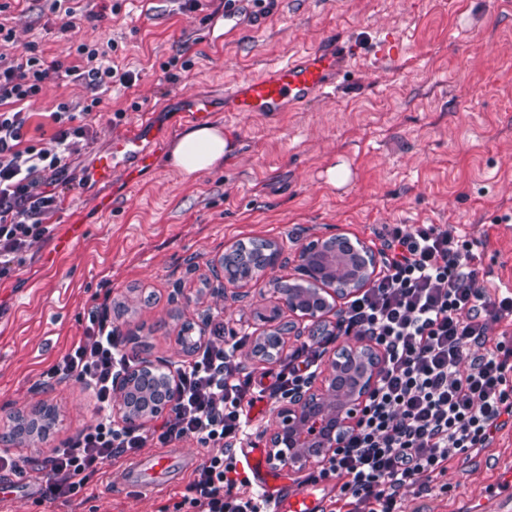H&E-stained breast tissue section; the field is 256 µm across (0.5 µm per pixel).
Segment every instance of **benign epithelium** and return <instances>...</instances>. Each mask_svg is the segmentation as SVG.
Masks as SVG:
<instances>
[{"label": "benign epithelium", "instance_id": "obj_1", "mask_svg": "<svg viewBox=\"0 0 512 512\" xmlns=\"http://www.w3.org/2000/svg\"><path fill=\"white\" fill-rule=\"evenodd\" d=\"M283 253V245L270 242L258 258L262 271L279 266ZM376 265V256L370 249L356 248L340 233L302 244L295 256V281L321 297L324 305L315 309L300 304V298L292 291L279 293L275 304L258 315L260 321L272 325L264 333L266 350L279 354L288 335L299 329L312 342H320L325 328L323 315L337 309L338 301L365 288ZM251 268L246 251L236 243L229 246L211 263L212 276L224 281V287L217 292L224 294L233 288L235 297H247L243 287L251 282ZM284 309L296 321H280ZM381 366L382 356L373 342L366 336L353 337L344 350V360H330L322 374L276 407L277 429L267 440L269 462L299 470L326 464L340 442L356 429L360 410ZM113 392L116 420L142 427L147 418L172 411L180 388L173 364L145 358L115 379ZM34 440L35 435L19 424L10 426L0 438L6 448L23 447Z\"/></svg>", "mask_w": 512, "mask_h": 512}]
</instances>
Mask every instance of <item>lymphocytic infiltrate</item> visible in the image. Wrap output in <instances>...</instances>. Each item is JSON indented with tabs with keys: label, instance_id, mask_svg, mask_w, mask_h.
Here are the masks:
<instances>
[{
	"label": "lymphocytic infiltrate",
	"instance_id": "lymphocytic-infiltrate-1",
	"mask_svg": "<svg viewBox=\"0 0 512 512\" xmlns=\"http://www.w3.org/2000/svg\"><path fill=\"white\" fill-rule=\"evenodd\" d=\"M76 55L77 64L68 65L34 50L11 60L0 54V281L12 276L33 242L49 236L46 219L60 201L54 177L90 134L71 105L62 103L51 114L52 147H36L26 141L31 115L15 110V103L38 96L53 76L93 89L132 80L112 67L108 50L82 44ZM379 237L380 270L348 302L339 325L368 336L383 366L357 429L317 473L318 480L335 482L336 500L349 512H403V488L488 447L500 418L512 417V345L490 343L486 330L487 322L512 316V301L490 295L479 280L472 266L474 238L435 224L407 230L387 224ZM88 319L85 341L47 376L91 389L97 420L52 448L39 475L44 497L83 496L98 464L133 457L150 443L164 448L192 439L206 454L176 512H269L238 467L237 446L251 428L254 403L306 386L320 352L302 346L272 382H258L241 373L242 337L222 339L224 327L215 324L212 341L177 367L181 397L175 410L145 431L115 423L113 381L132 359L99 309H91ZM479 345L485 353L473 355Z\"/></svg>",
	"mask_w": 512,
	"mask_h": 512
}]
</instances>
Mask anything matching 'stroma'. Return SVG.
<instances>
[{"mask_svg": "<svg viewBox=\"0 0 512 512\" xmlns=\"http://www.w3.org/2000/svg\"><path fill=\"white\" fill-rule=\"evenodd\" d=\"M68 0L76 19L51 0H0V21L13 31L8 56L37 46L75 63L80 44L112 43L131 72L130 87L113 84L87 116V141L56 178L63 197L47 218L52 235L34 242L13 278L0 284V419L54 403L62 420L47 446L21 447L35 461L90 426L94 400L83 384L46 385L45 375L83 339L94 300L109 299V316L134 358L187 359L178 343L185 324L209 333L224 328L257 335L258 312L292 267L261 274L249 301L212 295L211 262L226 245L277 241L296 253L309 238L342 233L380 251L375 229L437 224L476 238L474 267L488 290L512 280V0ZM334 40L348 47L337 86L288 112L225 111V85L264 73L275 63ZM191 68L170 80L172 59ZM209 96L212 125L235 150L222 164L182 177L167 162L173 143L194 127L181 99ZM90 88L69 78L45 81L24 102L50 147L49 114L77 103ZM141 125L155 156L150 171L111 183L88 172L116 139ZM349 178L331 184L329 171ZM512 458V428L489 447L455 460L431 493L402 489L406 512H456L486 505L498 461ZM126 463L104 464L83 497L44 501L33 474L20 480L0 512H175L189 477L145 492L126 488Z\"/></svg>", "mask_w": 512, "mask_h": 512, "instance_id": "stroma-1", "label": "stroma"}]
</instances>
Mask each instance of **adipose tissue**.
<instances>
[{"instance_id": "adipose-tissue-1", "label": "adipose tissue", "mask_w": 512, "mask_h": 512, "mask_svg": "<svg viewBox=\"0 0 512 512\" xmlns=\"http://www.w3.org/2000/svg\"><path fill=\"white\" fill-rule=\"evenodd\" d=\"M234 145L223 131L212 125L192 128L173 144L168 162L186 177L209 170L231 154Z\"/></svg>"}]
</instances>
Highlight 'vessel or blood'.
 <instances>
[{
    "instance_id": "1",
    "label": "vessel or blood",
    "mask_w": 512,
    "mask_h": 512,
    "mask_svg": "<svg viewBox=\"0 0 512 512\" xmlns=\"http://www.w3.org/2000/svg\"><path fill=\"white\" fill-rule=\"evenodd\" d=\"M345 49L336 41H328L294 61L274 65L267 73L227 86L224 89V109L228 112H285L309 101L316 94L335 85L343 67ZM139 128L115 142L109 156L99 159L90 176L97 182L111 180L114 171L134 167L142 171L152 167L153 158L141 148ZM199 459L180 449L167 448L156 454L133 458L128 466L130 487L142 490L165 485L182 472L194 469ZM245 465L255 486L270 500L272 512H324L323 500L316 482L286 484L282 478L264 467L262 452L248 451ZM497 491L487 496L488 512H512V461L498 473Z\"/></svg>"
}]
</instances>
